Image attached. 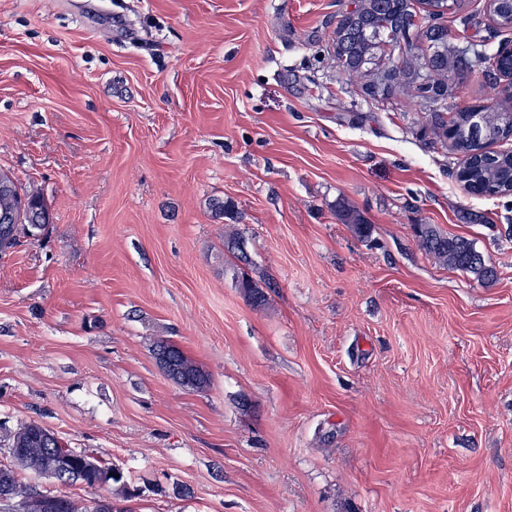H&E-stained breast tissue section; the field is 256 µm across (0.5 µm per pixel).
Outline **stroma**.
I'll list each match as a JSON object with an SVG mask.
<instances>
[{"mask_svg": "<svg viewBox=\"0 0 512 512\" xmlns=\"http://www.w3.org/2000/svg\"><path fill=\"white\" fill-rule=\"evenodd\" d=\"M350 5L0 0V171L53 216L0 258V436L43 423L133 512H512V197L465 193L414 103L370 107L316 55ZM416 233L422 249L439 262L472 273L481 281L495 277L493 268L486 265L483 255L468 240L444 234L432 224L416 225ZM152 351L157 360L166 356L174 362L176 368L173 370L162 368L178 385L193 391H202L208 387L209 375L191 360L177 344L161 339L155 342Z\"/></svg>", "mask_w": 512, "mask_h": 512, "instance_id": "stroma-1", "label": "stroma"}]
</instances>
